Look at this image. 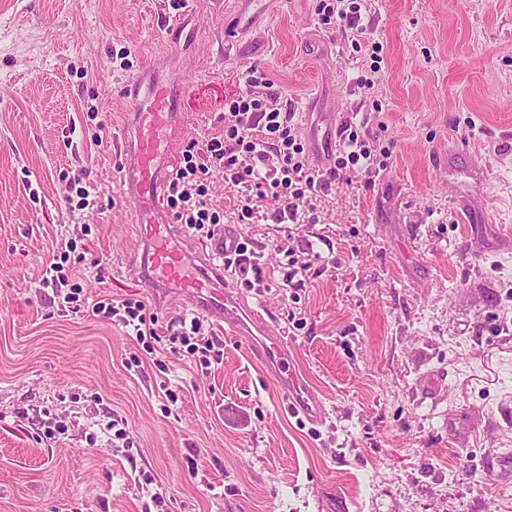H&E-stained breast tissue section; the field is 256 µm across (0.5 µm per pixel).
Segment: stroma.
Instances as JSON below:
<instances>
[{"instance_id": "35a3bbf8", "label": "stroma", "mask_w": 512, "mask_h": 512, "mask_svg": "<svg viewBox=\"0 0 512 512\" xmlns=\"http://www.w3.org/2000/svg\"><path fill=\"white\" fill-rule=\"evenodd\" d=\"M233 2L0 0V512H142L154 493L152 512H317L325 497L346 512H512V248L471 238L452 203L485 197L512 238V0H356L358 43L319 0L294 13L270 0L265 23L228 41ZM150 65L182 89L178 159L223 138L252 66L297 125L315 91L365 141L395 144L385 169L336 183L297 224L266 220L269 198L239 223L223 172L209 174L213 210L254 256L226 277L286 332L325 424L289 416L208 314L201 370L172 342L195 307L138 277L112 136L124 86ZM452 148L463 166L489 162L483 182L449 174ZM83 187L89 206L68 210ZM68 242L82 299L143 301L151 349L43 287ZM292 254L308 269L288 284Z\"/></svg>"}]
</instances>
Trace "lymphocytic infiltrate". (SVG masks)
I'll return each mask as SVG.
<instances>
[{
	"mask_svg": "<svg viewBox=\"0 0 512 512\" xmlns=\"http://www.w3.org/2000/svg\"><path fill=\"white\" fill-rule=\"evenodd\" d=\"M248 94L231 100L223 116V140L192 142L190 151L202 163H185L175 171L168 185L166 205L192 232L213 237L220 224L219 213L209 210L207 181L211 170L224 173V184L235 191L239 221L252 223L254 199L272 198L271 214L278 224L297 222L300 210L317 194L327 192L338 182L351 181L354 174L372 172V152L357 131L346 133L338 144L333 168L312 167L305 146L294 124V115L268 108L263 95L271 83L257 69H247ZM146 306L138 300L104 297L91 306L93 315L115 317L118 325L133 329L137 343L150 347L155 328L147 326Z\"/></svg>",
	"mask_w": 512,
	"mask_h": 512,
	"instance_id": "f902f5d3",
	"label": "lymphocytic infiltrate"
}]
</instances>
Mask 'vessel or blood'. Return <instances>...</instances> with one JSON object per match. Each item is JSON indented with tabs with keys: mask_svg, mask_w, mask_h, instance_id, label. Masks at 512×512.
<instances>
[{
	"mask_svg": "<svg viewBox=\"0 0 512 512\" xmlns=\"http://www.w3.org/2000/svg\"><path fill=\"white\" fill-rule=\"evenodd\" d=\"M261 0H235L239 27L258 23ZM178 88L156 82L143 73L126 89L133 124L117 136L119 181L125 198L134 201L136 222L143 244L140 277L153 294L171 293L223 321L226 334L245 345L266 368L280 401L290 413L313 424L327 419L318 392L296 372L288 356V339L271 328L258 309L245 305L216 266L199 263L197 255L185 253L177 239L174 221L163 206L168 187L167 167L171 153L167 135L179 114ZM343 131L337 113H329L325 128L308 132L311 158L321 169L333 168L336 145ZM456 209L470 217V232L487 236L484 198L459 195Z\"/></svg>",
	"mask_w": 512,
	"mask_h": 512,
	"instance_id": "b4317fda",
	"label": "vessel or blood"
}]
</instances>
